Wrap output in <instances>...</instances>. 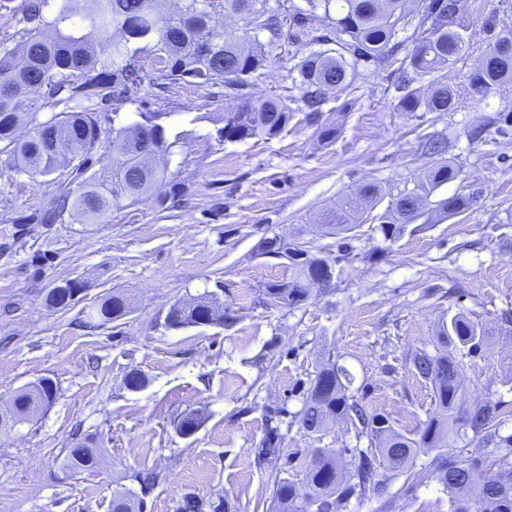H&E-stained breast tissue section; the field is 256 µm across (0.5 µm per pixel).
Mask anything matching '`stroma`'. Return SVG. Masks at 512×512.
Instances as JSON below:
<instances>
[{
    "instance_id": "obj_1",
    "label": "stroma",
    "mask_w": 512,
    "mask_h": 512,
    "mask_svg": "<svg viewBox=\"0 0 512 512\" xmlns=\"http://www.w3.org/2000/svg\"><path fill=\"white\" fill-rule=\"evenodd\" d=\"M463 6L475 47L449 70L453 85L465 82L486 44L484 17L512 26V0ZM308 52L283 45L252 95L298 96L286 74ZM393 80L369 71L350 92L332 94L322 118L342 131L328 146L301 112L276 137L221 142L211 117L235 104L223 86L142 85L120 121L145 112L179 134L166 162L187 196L180 208L149 199L103 224L34 222L54 185L14 173L0 156V409L39 378L57 387L43 415L0 429V512H112L118 490L141 501V512H180L189 496L201 512H269L274 479L302 481L314 449H345L351 471L352 449L368 445L342 420L318 434L301 428L296 415L320 368L336 361L369 410L411 430L435 410L411 356L442 351L441 323L458 313L488 333L481 351L455 354L459 405L501 401L502 430L512 432V335L500 320L512 308V134L493 123L512 108V83L438 114L396 111ZM478 124L486 135L470 141L466 132ZM429 135L447 138L444 156L421 152ZM443 158L460 176L434 197L471 196L464 213L407 225L393 242L366 223L344 250L318 226L320 210L342 193L369 182L413 188ZM275 236L334 263L332 287L314 289L295 309L264 304L262 290L291 274L286 260L258 250ZM70 279L83 284L77 300L47 306L48 289ZM115 292L133 310L99 324L95 310ZM200 296L223 305L230 321L167 328L171 304ZM133 372L144 379L137 390L126 383ZM189 413L201 424L186 437L177 421ZM274 425L280 456L266 462L259 451ZM86 440L101 451L92 475L66 465L69 448ZM432 459L418 453V481L390 472L387 497H354L341 512H449L448 493L429 476ZM150 471L160 479L145 491L137 477Z\"/></svg>"
}]
</instances>
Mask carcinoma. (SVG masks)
I'll use <instances>...</instances> for the list:
<instances>
[{
    "mask_svg": "<svg viewBox=\"0 0 512 512\" xmlns=\"http://www.w3.org/2000/svg\"><path fill=\"white\" fill-rule=\"evenodd\" d=\"M456 2L304 0L288 14L295 29L288 34L268 0H84L80 11L73 0H24L19 18L21 56L7 48L0 51V155L9 158L16 173L49 177L57 184L41 223H61L77 215L89 224H100L112 212L153 196L155 185L169 177L165 156L174 142L167 126L145 117L143 122L106 131L101 127V121L109 123L118 116L131 93L147 81L224 85L240 104L220 118L221 142L277 136L296 112L317 122L331 93L353 88L372 68L397 74V89L402 91L397 111L454 112L463 100H482L512 82V27L489 15L483 23L487 44L476 68L463 85L448 84V69L472 48V18ZM216 16L235 18L239 26L233 32L218 30L211 25ZM322 25L334 29L336 38L320 33ZM87 27L112 31V42L95 45L84 33ZM288 38L319 46L287 70L286 78L300 88L301 96L252 97L247 93L252 79ZM423 75L433 76L426 96L412 87ZM25 115L31 130L19 137L16 130ZM338 135L334 121L317 129L321 144L333 143ZM102 142L106 158L95 159ZM458 176L459 170L444 162L427 171L413 190L392 196L376 215L384 240L397 239L408 218H422L428 224L435 215L448 218L467 211L472 199L464 195L434 205L430 201L438 188ZM186 191L185 183L174 181L169 194L156 197V203L177 208ZM388 195L377 184H364L325 208L320 223L331 234H347L362 223L366 209H374ZM259 248L286 259L293 270L289 280L264 289L266 302L284 308L306 302L319 258L273 238ZM80 287L78 280L53 286L47 305L69 306L73 289ZM129 312L126 297L114 293L97 307L96 316L105 324ZM229 319L223 306L198 297L174 303L166 324L172 329L203 322L222 326ZM439 337L470 353L483 341L477 326L462 313L441 324ZM413 365L432 384L442 418L433 417L412 432L399 431L382 414L368 413L349 392L352 378L344 367L329 363L317 373L299 411L302 428L321 433L331 422L344 419L369 444L351 450L316 449L305 464L302 484L274 482V512H336L354 496L381 497L387 485L377 472L379 463L403 468L422 448L448 447L462 419L471 432L469 443L483 453L458 459L439 453L430 476L448 491L450 512H512V478L500 472L507 466L512 475V433H501V402L488 400L459 413L462 384L451 352H420ZM55 396L56 385L46 377L19 389L4 424L30 421L46 411ZM347 451L358 457V464L345 474L339 459ZM97 462L98 451L87 443L69 449L67 465L73 470L92 473Z\"/></svg>",
    "mask_w": 512,
    "mask_h": 512,
    "instance_id": "obj_1",
    "label": "carcinoma"
}]
</instances>
